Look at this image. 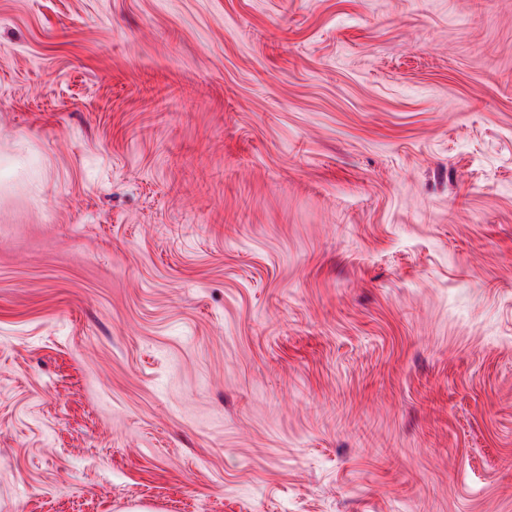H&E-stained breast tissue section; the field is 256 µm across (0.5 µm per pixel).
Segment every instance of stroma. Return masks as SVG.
I'll use <instances>...</instances> for the list:
<instances>
[{"mask_svg":"<svg viewBox=\"0 0 512 512\" xmlns=\"http://www.w3.org/2000/svg\"><path fill=\"white\" fill-rule=\"evenodd\" d=\"M0 512H512V0H0Z\"/></svg>","mask_w":512,"mask_h":512,"instance_id":"stroma-1","label":"stroma"}]
</instances>
